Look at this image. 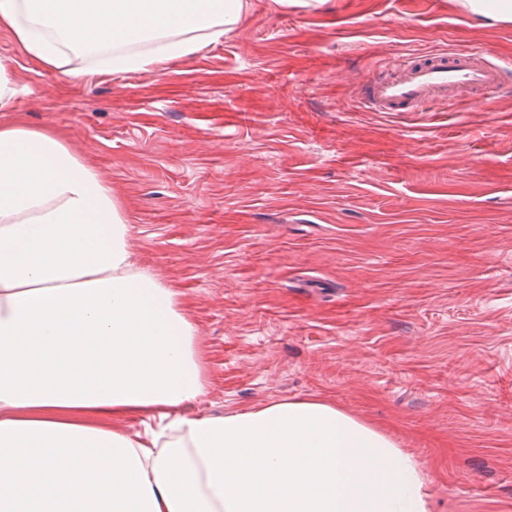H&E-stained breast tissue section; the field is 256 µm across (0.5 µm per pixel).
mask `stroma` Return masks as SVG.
<instances>
[{
	"label": "stroma",
	"mask_w": 512,
	"mask_h": 512,
	"mask_svg": "<svg viewBox=\"0 0 512 512\" xmlns=\"http://www.w3.org/2000/svg\"><path fill=\"white\" fill-rule=\"evenodd\" d=\"M512 64L453 0H249L222 45L93 78L30 62L0 123L52 127L119 196L191 312L202 410L326 400L421 462L434 512H512V77L445 112H367L413 51Z\"/></svg>",
	"instance_id": "35a3bbf8"
}]
</instances>
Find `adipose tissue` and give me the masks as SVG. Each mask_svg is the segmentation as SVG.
<instances>
[{
  "instance_id": "1",
  "label": "adipose tissue",
  "mask_w": 512,
  "mask_h": 512,
  "mask_svg": "<svg viewBox=\"0 0 512 512\" xmlns=\"http://www.w3.org/2000/svg\"><path fill=\"white\" fill-rule=\"evenodd\" d=\"M246 7L0 0V30L40 65L126 74L222 43ZM209 388L111 186L62 134L0 124V512H432L389 432L315 397L199 411Z\"/></svg>"
}]
</instances>
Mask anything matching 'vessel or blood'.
I'll use <instances>...</instances> for the list:
<instances>
[{
	"instance_id": "b4317fda",
	"label": "vessel or blood",
	"mask_w": 512,
	"mask_h": 512,
	"mask_svg": "<svg viewBox=\"0 0 512 512\" xmlns=\"http://www.w3.org/2000/svg\"><path fill=\"white\" fill-rule=\"evenodd\" d=\"M501 81V66L468 52L410 53L365 78L358 96L375 112H421L463 102Z\"/></svg>"
}]
</instances>
